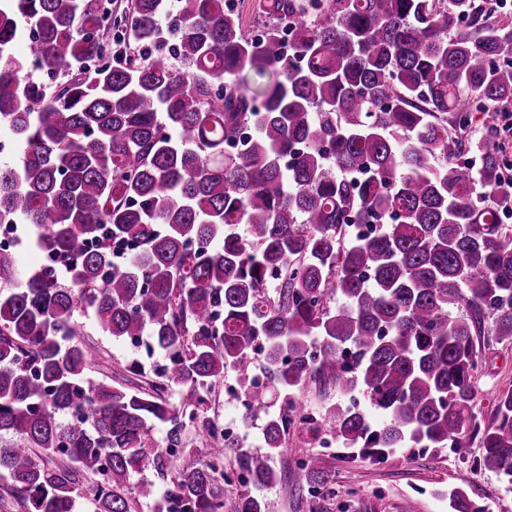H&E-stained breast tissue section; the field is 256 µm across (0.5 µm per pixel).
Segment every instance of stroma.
Masks as SVG:
<instances>
[{
	"label": "stroma",
	"instance_id": "obj_1",
	"mask_svg": "<svg viewBox=\"0 0 512 512\" xmlns=\"http://www.w3.org/2000/svg\"><path fill=\"white\" fill-rule=\"evenodd\" d=\"M86 325L83 338L97 352L89 369L90 377L111 383H123L148 389L154 382L152 371L136 375L133 363L143 362L144 354L127 342L101 335L91 314L79 313ZM482 356L478 386L482 396L475 408L476 421L487 426L493 417L492 399L497 392L512 389V343L492 336L479 339ZM235 373H228L222 384L216 385L198 417L187 423L184 448L178 456L202 459L207 455L211 439L205 427L207 421L233 423L237 426V441L242 450L253 451L262 444L260 424H247L242 411L229 403L225 385L234 383ZM323 454L330 473V488L318 501L317 512H404L413 505L415 512H448V491L464 490L470 497L482 501L488 512H512V486L495 472L479 465L482 456L481 437L473 434L463 449L397 448L378 460L359 452L334 446L319 449L311 443L309 434L294 427L288 431V445L276 457L279 470L292 468L296 457Z\"/></svg>",
	"mask_w": 512,
	"mask_h": 512
}]
</instances>
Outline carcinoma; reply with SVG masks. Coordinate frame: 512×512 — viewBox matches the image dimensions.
Instances as JSON below:
<instances>
[{
    "instance_id": "1",
    "label": "carcinoma",
    "mask_w": 512,
    "mask_h": 512,
    "mask_svg": "<svg viewBox=\"0 0 512 512\" xmlns=\"http://www.w3.org/2000/svg\"><path fill=\"white\" fill-rule=\"evenodd\" d=\"M497 8L267 0L257 41L225 0H131L119 15L105 0H0V130L22 154L0 163V221L34 226L53 256L24 276L0 249V480L27 512L156 497L130 472H167L184 419L230 370L246 415H265L263 448L225 481L236 512H266L261 491L288 480L316 512L322 458L274 468L295 421L371 459L480 432L483 466L512 484V390L487 427L474 414L478 337L512 342V160L494 116L512 105V18ZM351 224L378 231L349 239ZM126 239L140 248L116 265ZM77 311L104 336L149 337L170 362L162 382H93ZM257 349L263 384L246 368ZM308 380L339 400L317 419L291 399L269 412L270 390ZM207 430L209 458L176 471L166 512H223L216 474L237 442ZM34 448L103 480L77 488ZM448 501L485 512L460 489Z\"/></svg>"
}]
</instances>
